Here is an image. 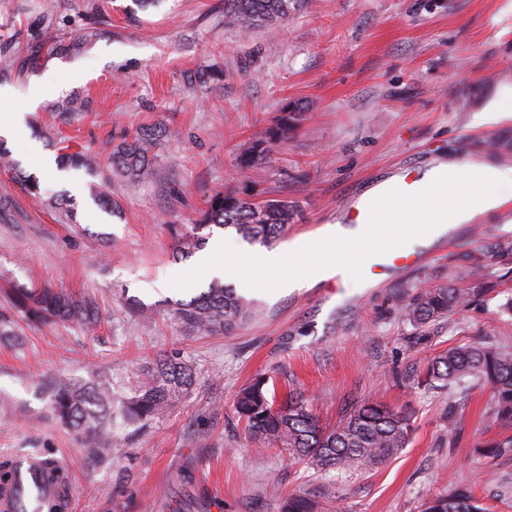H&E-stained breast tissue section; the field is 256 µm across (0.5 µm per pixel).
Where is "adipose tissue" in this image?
Wrapping results in <instances>:
<instances>
[{
  "instance_id": "1",
  "label": "adipose tissue",
  "mask_w": 512,
  "mask_h": 512,
  "mask_svg": "<svg viewBox=\"0 0 512 512\" xmlns=\"http://www.w3.org/2000/svg\"><path fill=\"white\" fill-rule=\"evenodd\" d=\"M507 184H512V169L468 161L441 163L411 184V194L416 202L414 209L378 211L365 207L361 210L357 228L330 224L319 236L285 248L265 250L246 259L264 271V278L258 282L263 289L297 288V280L280 275L288 263H312L320 279L344 276L349 265L343 254L334 252L333 247L365 235L369 225H380L384 235L401 237L411 244L438 237L454 225L469 223L477 214L499 209L505 202L499 188Z\"/></svg>"
}]
</instances>
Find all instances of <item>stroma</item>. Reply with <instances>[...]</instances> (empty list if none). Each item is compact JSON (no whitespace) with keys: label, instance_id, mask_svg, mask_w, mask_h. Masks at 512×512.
<instances>
[{"label":"stroma","instance_id":"35a3bbf8","mask_svg":"<svg viewBox=\"0 0 512 512\" xmlns=\"http://www.w3.org/2000/svg\"><path fill=\"white\" fill-rule=\"evenodd\" d=\"M53 91L24 128L0 145V314L15 317L11 282L96 298L103 321L24 320L0 341V456L42 448L65 461L69 512H281L288 494L332 491L343 512H421L452 485L471 488L488 512H512V451L477 453L494 437L483 384L425 387L442 351L469 343L512 348L498 306L512 295V256L494 260L491 298L418 332L400 308L422 285L468 287L472 255L512 240V212L498 209L414 247L419 263L379 273L374 259L334 284L291 291L241 289L255 310L231 334L200 335L169 317L168 300L207 288L223 263L211 246L181 257L177 239L209 197L240 186L239 148L264 137L280 112L303 120L273 144L255 201H287L283 248L339 223L374 186L413 178L451 159L480 160L476 144H512V121L483 124L490 101L512 89V0H304L287 21L248 35L224 24V0H0V86L23 101L30 85ZM160 125L154 175L114 177L123 136ZM84 153L92 172H40L44 157ZM36 175L40 199L24 181ZM111 182L109 214L90 184ZM74 219H67L66 207ZM194 270L190 283L171 281ZM181 352L192 386L119 456L87 457L42 393L52 380L112 385L130 396L139 371ZM268 378L276 394H304L321 424L381 402L410 412L404 450L371 471L318 475L287 451L255 449L235 411L237 392ZM456 437H449V425Z\"/></svg>","mask_w":512,"mask_h":512}]
</instances>
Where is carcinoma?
<instances>
[{"label": "carcinoma", "instance_id": "carcinoma-1", "mask_svg": "<svg viewBox=\"0 0 512 512\" xmlns=\"http://www.w3.org/2000/svg\"><path fill=\"white\" fill-rule=\"evenodd\" d=\"M302 0H224V25L247 34L259 24L283 21ZM302 120L300 108H288L267 131L266 138L250 141L241 148L237 165L247 175L240 189L214 193L200 222L180 241V254L189 256L203 244L204 231L213 226L231 228L244 240L264 245L272 243L290 220L288 202L251 200L253 175L273 142L288 137ZM158 131L140 129L132 140H123L112 152V165L119 176L132 184L154 175ZM94 197L104 208H113L112 183L92 188ZM489 264L477 257L469 268L476 282L472 288L422 287L408 299L402 309L404 321L414 329L426 328L446 320L470 304L482 300L488 288L485 278ZM14 307L33 320L76 322L92 330L101 320L97 300L90 295L77 297L48 288L33 290L22 284L10 288ZM174 319L183 327L199 333H229L252 315L251 304L235 289L218 280L190 300L173 302ZM471 378L492 391L493 406L488 411L490 425L498 436L481 445L487 454L512 448V351L478 343L458 345L434 357L427 367L423 383L432 386L462 384ZM191 367L178 354L160 360L156 367L138 376L134 393L118 408L112 407V389L107 380L77 382L58 380L52 383L50 408L63 425L69 427L86 448L90 458L103 459L112 454V426L143 428L151 419L193 384ZM268 379L257 377L242 388L235 401L239 418L245 423L251 442L257 447L286 448L293 457L317 472L331 469L370 470L398 454L406 447L412 422L410 416L383 404L363 405L334 426H322L303 395L290 393L279 406L268 398ZM51 477L67 488V475L56 459L43 456ZM326 507L307 495H291L283 500L281 512H325ZM423 512H484L473 491L457 486L445 495L427 499Z\"/></svg>", "mask_w": 512, "mask_h": 512}]
</instances>
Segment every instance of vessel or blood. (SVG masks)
<instances>
[{
  "mask_svg": "<svg viewBox=\"0 0 512 512\" xmlns=\"http://www.w3.org/2000/svg\"><path fill=\"white\" fill-rule=\"evenodd\" d=\"M350 250L355 257L366 250L385 253L387 267L393 271L416 263L413 255L399 249L395 240L376 234L351 244ZM14 465L17 483L12 489L0 493V512H40L43 505L59 497L60 488L49 482L33 457H15Z\"/></svg>",
  "mask_w": 512,
  "mask_h": 512,
  "instance_id": "vessel-or-blood-1",
  "label": "vessel or blood"
}]
</instances>
